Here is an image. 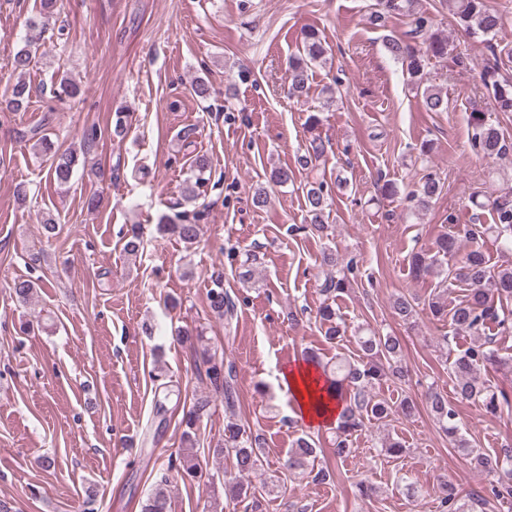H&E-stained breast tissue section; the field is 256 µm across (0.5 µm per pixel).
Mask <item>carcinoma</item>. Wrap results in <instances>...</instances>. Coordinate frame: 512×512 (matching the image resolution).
I'll return each instance as SVG.
<instances>
[{
  "label": "carcinoma",
  "instance_id": "cac0c4a2",
  "mask_svg": "<svg viewBox=\"0 0 512 512\" xmlns=\"http://www.w3.org/2000/svg\"><path fill=\"white\" fill-rule=\"evenodd\" d=\"M57 0H39L38 14L29 19V27L36 28L42 20L49 18L56 9ZM448 11L456 23L468 34L491 41L498 37L505 28L507 18L488 5V0H446ZM393 15H404L410 19V30L402 36L393 35L386 38L385 47L389 55L405 66L409 82L416 92L420 93L424 106L430 112H443L448 108V100L428 85L425 72V57H446L452 52L448 40L431 32V20L416 11L415 0H377L375 11L370 14V22L383 26L387 18ZM425 45V50L414 46L415 42ZM326 53L319 33L311 28L304 33L303 54L293 58L289 64L288 81L291 94L301 96L305 91L313 67L322 62ZM492 61L488 62L481 73V82L493 95L494 108L499 112H512V80L500 72L497 52H491ZM35 53L30 44L19 49L13 59V69L18 74L17 81L10 87L9 106L14 112L28 109L31 98V87L25 76L33 67ZM310 138L304 153L298 156V164L307 169L325 155V140L317 133L320 118L311 114L307 120ZM471 145L473 149L488 157L501 155L506 150L505 140L496 125L481 112L472 113ZM33 140V148L49 162L50 177L59 187L69 184L74 169L80 159L71 149H60L43 133L40 126L29 129L26 133ZM211 179L210 160L205 155H195L192 160L191 176L182 192V200L174 203L176 209L185 203L196 201L204 193ZM441 190L440 177L430 172L426 174L408 194V201L415 209H425L438 196ZM333 197L326 190L323 181L315 180L305 184V206L310 226L319 235L328 230L326 219L332 206ZM490 207L493 223L453 225V230L439 235L432 250L413 254L410 261V273L420 279L433 276L441 279L445 273L444 264L448 260L460 257L450 270L452 278L467 286L465 299L448 308V302L437 293L428 299L427 314L437 321L448 323V332L452 334L466 333L475 337V342L464 350L452 362L451 373L456 398L478 404L489 415L497 416L503 411H512V400L507 393L497 389L487 381L479 380L477 372L486 366L496 370H511L512 357L498 353L491 342L483 338L487 325L494 323L502 332L512 328V318L508 314L499 313L497 304L512 300V265L493 269L482 250L470 248L461 252L462 241L471 243L491 235L501 241L503 248L512 251V197H498L489 204L480 203L478 207ZM160 230L165 235L176 236L186 243H193L199 235L200 225L183 219L178 212L170 217H161ZM142 248L139 229L130 228L126 234L124 253L135 257ZM322 265L328 272L322 282L321 292L324 301L317 311L321 325L325 326L323 338L328 344L341 341L346 335V326L337 315L332 301L347 286L346 272L351 270V262L345 261L343 255L330 247L322 252ZM211 287L208 291L211 311L218 317L231 323L234 316L235 303L224 291V274L212 273ZM37 283L22 280L14 283L13 293L17 301L26 303L36 290ZM393 312L403 322L410 323L419 315V303L404 295L394 299ZM356 342L362 356L358 360L336 357L335 363L322 362L317 355L309 353L307 361L319 368L324 382L329 384L339 396L342 407L336 418L335 453L341 458L350 451L351 438L366 428L372 421H384L394 414L393 408L384 400L377 399L372 390L383 380L405 381L406 372L401 365L402 346L398 337L381 335L373 330H358ZM203 367L210 386L224 395L225 409L228 418L224 425V443L208 449L216 464H221L224 455L233 457L234 469L238 477L224 479V492L229 498L240 504L255 498L256 490L241 480V476L249 474L263 466L259 447V438L238 423L235 414L234 381L235 370L232 364H224V356L215 353L203 357ZM426 404L442 431L453 445L461 449L471 461L475 469L491 477L489 492L496 500L504 499L503 490L512 485V446H505L493 454L471 448L460 434L456 411L448 399L437 388L430 389L426 394ZM210 407L208 396H199L192 406L183 411L180 426L183 427L182 444L193 448L197 444L201 418ZM317 454L316 442L309 436L296 440L295 448L291 449L285 466L290 470H304L315 461ZM181 478L195 481L202 477L203 466L195 454L183 453L170 462ZM443 512H472L465 499L458 496L451 484L443 487L441 498ZM142 512H169L168 497L163 490H158L148 498L142 506Z\"/></svg>",
  "mask_w": 512,
  "mask_h": 512
}]
</instances>
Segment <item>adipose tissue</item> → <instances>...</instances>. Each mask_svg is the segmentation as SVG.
<instances>
[{
	"mask_svg": "<svg viewBox=\"0 0 512 512\" xmlns=\"http://www.w3.org/2000/svg\"><path fill=\"white\" fill-rule=\"evenodd\" d=\"M284 384L290 385L303 416L311 425L329 423L338 411L337 401L331 397L313 365L300 362L282 373Z\"/></svg>",
	"mask_w": 512,
	"mask_h": 512,
	"instance_id": "adipose-tissue-1",
	"label": "adipose tissue"
}]
</instances>
